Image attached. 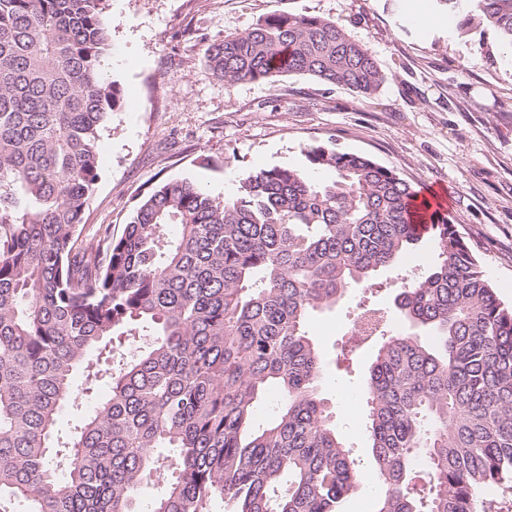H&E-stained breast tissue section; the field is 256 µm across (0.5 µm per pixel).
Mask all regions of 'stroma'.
Listing matches in <instances>:
<instances>
[{"instance_id":"1","label":"stroma","mask_w":512,"mask_h":512,"mask_svg":"<svg viewBox=\"0 0 512 512\" xmlns=\"http://www.w3.org/2000/svg\"><path fill=\"white\" fill-rule=\"evenodd\" d=\"M288 11L336 21L374 55L387 79L374 98L306 75L259 83L216 78L206 49L262 18ZM112 49L105 74L124 105L101 131V178L84 218V239L101 224L121 235L159 183L187 178L216 198L263 168L306 166L326 144L393 168L416 191H448L447 214L498 298L512 305V52L492 31L411 27L402 0H108ZM434 246L422 239L411 264L376 274L308 330L324 357L321 392L365 398L376 344L351 347L360 306L393 310L394 285L423 273ZM87 391L65 405L69 433L110 390L77 372Z\"/></svg>"}]
</instances>
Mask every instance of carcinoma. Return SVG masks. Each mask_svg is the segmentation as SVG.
I'll list each match as a JSON object with an SVG mask.
<instances>
[{
  "label": "carcinoma",
  "instance_id": "cac0c4a2",
  "mask_svg": "<svg viewBox=\"0 0 512 512\" xmlns=\"http://www.w3.org/2000/svg\"><path fill=\"white\" fill-rule=\"evenodd\" d=\"M107 0H0V512H345L356 460L319 395L311 318L420 241L416 191L364 154L320 144L317 180L251 173L222 200L160 183L123 233L81 237L98 141L119 85L103 74ZM512 50V0H434ZM215 77L307 75L363 98L386 80L335 21L285 12L206 50ZM175 224L177 235L166 228ZM435 260L394 297L409 332H379L367 432L386 486L375 512L512 506V306L448 216ZM152 336L112 366L115 340ZM80 368L109 397L68 440L60 410ZM275 388L276 416L253 425ZM174 452L160 461L158 449Z\"/></svg>",
  "mask_w": 512,
  "mask_h": 512
}]
</instances>
